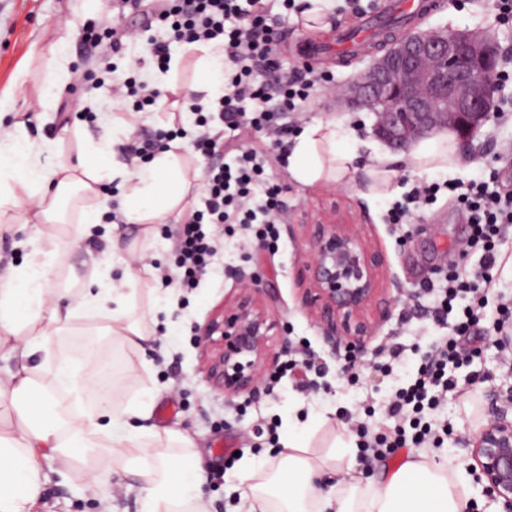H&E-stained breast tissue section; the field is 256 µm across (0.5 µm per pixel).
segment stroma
Returning <instances> with one entry per match:
<instances>
[{
  "label": "stroma",
  "mask_w": 512,
  "mask_h": 512,
  "mask_svg": "<svg viewBox=\"0 0 512 512\" xmlns=\"http://www.w3.org/2000/svg\"><path fill=\"white\" fill-rule=\"evenodd\" d=\"M390 2L358 0L359 10L353 13L346 0H323L331 29L318 35L308 30L302 14L286 10L281 0H268V16L281 35V68L313 69L329 76L334 88L348 83L368 65L370 56L361 52L344 56L330 51V44L361 19L383 22L390 13ZM439 2L436 10L415 21V29L446 25L494 31L505 59L501 70L507 94L499 101L503 114L492 115L468 146L459 147L458 170L450 175L432 173L428 179L438 183L452 177L482 179L500 193L512 194V19H497L492 0ZM111 20L106 6L92 12L83 0H0V130L11 132L20 124L30 138L58 139L57 151L45 155L44 163L76 158L84 150L86 138L124 136V112L113 109L108 76L98 68V51L84 33L89 23L105 25ZM57 42L62 43L71 67L87 72V81L80 83L70 77L45 88L44 56ZM44 91L52 107L35 111L36 99ZM326 119L340 124L342 147L356 148L364 159H371L373 152L367 143L372 139L375 117L370 112L327 106L326 94L320 91L304 111L283 117L293 137L306 124ZM418 177L409 162H401L391 187L379 193L362 172L339 185H307L295 180L286 167L267 169V183L282 188L280 199L287 214L286 223L278 227L276 242L246 250L242 243L247 231L238 227L220 231L212 269L199 287L166 289L160 273L175 267L173 242L178 227L156 225L148 250L152 270L141 273L134 301L143 312L149 307L151 292L165 298L167 310L158 314L154 336L138 351L103 334L102 322L78 319L71 333L51 337V355L56 360L70 358L80 373H87L89 362L84 353L73 352L72 347L96 337L99 346L111 352L117 370L125 374L123 387L113 399L114 409L123 410L129 401L153 393L149 425L188 433L202 455L201 490L207 512H243L247 486L240 479V460L265 467L290 430L307 434L310 447L319 451L327 450L338 435L355 437L351 426L355 419L374 434L392 431L395 421L386 413L388 400L395 390L415 380L421 356L434 341L452 334V323L436 321L430 311L438 289L446 285L449 266L477 260L476 255L465 256L460 250L470 230L466 211L443 190L411 223L384 220L389 204L401 199ZM82 205L79 198L70 202L66 223L55 228L66 251L51 284L56 292L81 288L96 259L109 266L111 275H120L127 250L137 238L135 227L130 226L119 243L97 239L71 247L68 226L76 222ZM330 210L355 224L370 249L381 256V286L392 301L388 319L374 322L366 338V352L354 364L344 349L335 350L325 343L319 325L302 306L299 274L309 244L301 233L288 231L289 225L305 223L308 217ZM498 252L495 284L474 330L479 343L453 372L457 390L427 415L442 435L437 442L421 445L420 450L440 462L450 459L470 466L464 437L473 433L481 420L491 417L499 400L512 391V370L495 348L481 341L484 329L491 327L497 316L500 297L512 295V238L499 245ZM242 273L253 276L255 287L264 289L265 308L280 329L270 341L275 363L265 373L259 392L227 395L206 378L200 333L213 313L239 293L238 276ZM397 347L402 350L400 359L390 362L388 369L376 370L373 363L377 357ZM144 359L150 361V369L141 368ZM41 467L47 484L38 512H138L135 493L116 496L106 506L87 489L82 469H74L64 479L52 458H43Z\"/></svg>",
  "instance_id": "obj_1"
}]
</instances>
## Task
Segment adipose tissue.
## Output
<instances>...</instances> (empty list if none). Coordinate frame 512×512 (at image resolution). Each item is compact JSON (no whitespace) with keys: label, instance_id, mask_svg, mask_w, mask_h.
<instances>
[{"label":"adipose tissue","instance_id":"obj_1","mask_svg":"<svg viewBox=\"0 0 512 512\" xmlns=\"http://www.w3.org/2000/svg\"><path fill=\"white\" fill-rule=\"evenodd\" d=\"M192 59L199 79L194 85L199 103L212 109L222 93L224 63L208 43L179 46L170 67ZM335 122L318 120L299 134L288 157L292 177L304 184L351 181L368 170L377 185L389 187L396 174L397 155L376 148V164L364 167L357 152L339 145ZM183 140L169 142L143 166L121 169L110 165L107 142L93 146L92 160H64L46 167L44 154L54 146L18 136L0 140V223H21L26 233L15 241L25 251L23 263L10 267L0 285V338L15 361L14 370L0 378V395L10 394L15 417L0 426V512H33L44 492L38 465L39 453L57 459L61 472L86 461L96 449H111L122 459L136 482L109 479L87 466L89 488L107 496L136 492L139 512H206L200 487L202 460L192 437L174 429H130V417L149 418L153 403H129L122 413L111 410L118 378L96 388V408L78 406L90 378L79 377L65 359L54 366L35 363L46 353L50 337L68 330L77 319L107 320V330L123 343L139 347L148 339L140 320L133 316L134 287L138 271L126 267L122 278L104 288L64 290L55 296L49 287L55 270V249L49 248L44 225L56 220V204L62 195L77 190L92 201L84 208L72 235L74 241L110 237L115 227L103 223L93 203L103 185L116 183L122 221L137 226L141 240H148L155 224L178 223L184 211L191 181L181 163ZM407 161L421 173L446 171L457 163V146L451 133L432 136L415 145ZM357 449L341 442L339 449L318 454L307 442L288 437L278 456L266 469L242 462L241 478L248 481L247 512H467L469 496L463 472L450 464L431 461L424 454L409 456L380 479L363 480L357 469Z\"/></svg>","mask_w":512,"mask_h":512}]
</instances>
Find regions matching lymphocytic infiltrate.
Segmentation results:
<instances>
[{
	"instance_id": "obj_1",
	"label": "lymphocytic infiltrate",
	"mask_w": 512,
	"mask_h": 512,
	"mask_svg": "<svg viewBox=\"0 0 512 512\" xmlns=\"http://www.w3.org/2000/svg\"><path fill=\"white\" fill-rule=\"evenodd\" d=\"M148 0H112V9L124 15L126 9L141 10L145 26L160 23L167 28L163 40L147 43L149 53L158 65L170 62L171 43H215L224 53V94L218 101L217 112L222 128L210 126L206 115H197L198 127L193 147L202 156L214 159L207 175L201 205L189 209L184 216L183 229L174 247L177 275H163V285L194 288L200 283L214 256L212 237L206 227L210 224H243L252 227L259 241L275 239L276 226L281 223L282 205L280 186L270 185L263 198H256L254 187L272 162H284L288 145V129L281 122L283 113L300 111L318 79L312 72L284 71L277 68L275 58L279 42L275 28L268 24L263 0H149L152 8H145ZM267 71L270 79L259 82L258 71ZM252 101V111L241 104ZM251 129L266 132L273 138V151L261 152L249 147L229 163H217L223 152L224 130ZM457 201L464 205L471 217V234L462 246L463 251L481 250L478 266L457 267L448 272V286L444 297L435 306L436 320H447L456 314L454 333L441 337L422 357L418 376L408 387L396 392L388 405L390 417L397 419L401 428L393 438L370 435L367 427H359L362 448L378 451L382 448H401L406 444L421 445L431 439L434 431L424 421L425 409L439 405L457 383L451 374L462 365L473 341L470 328L479 323L482 302L477 299L490 288L493 269L498 260V244L512 234V196L490 191L484 181L471 180L460 184L449 183ZM472 296L473 302L463 309H455V301Z\"/></svg>"
}]
</instances>
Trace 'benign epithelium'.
<instances>
[{
    "label": "benign epithelium",
    "instance_id": "7a95c632",
    "mask_svg": "<svg viewBox=\"0 0 512 512\" xmlns=\"http://www.w3.org/2000/svg\"><path fill=\"white\" fill-rule=\"evenodd\" d=\"M501 55L487 31L435 27L408 31L342 87L332 101L342 108L372 112L374 137L394 151L441 130L468 142L489 120L495 101L504 96ZM310 244L303 263L307 282L305 308L319 324L327 344L360 355L371 325L365 318L381 294L376 254L354 225L318 217L300 225ZM276 324L259 292L243 288L217 312L204 332L209 348L207 379L230 393L254 392L269 365L268 342ZM512 394L468 440L483 493L512 512Z\"/></svg>",
    "mask_w": 512,
    "mask_h": 512
}]
</instances>
